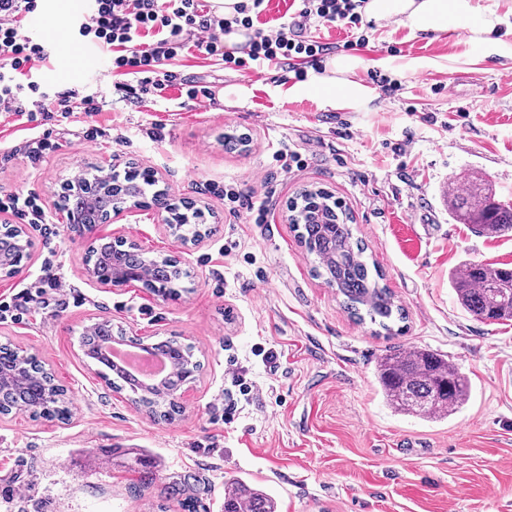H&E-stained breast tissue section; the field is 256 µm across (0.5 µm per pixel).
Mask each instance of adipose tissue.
I'll return each instance as SVG.
<instances>
[{
    "mask_svg": "<svg viewBox=\"0 0 512 512\" xmlns=\"http://www.w3.org/2000/svg\"><path fill=\"white\" fill-rule=\"evenodd\" d=\"M474 10L472 0H368L365 6L368 18H397L418 30L444 27L449 17ZM357 67L355 60L333 59L330 74L318 78L315 90L335 102L364 95L363 86L350 78Z\"/></svg>",
    "mask_w": 512,
    "mask_h": 512,
    "instance_id": "ef3b65f1",
    "label": "adipose tissue"
}]
</instances>
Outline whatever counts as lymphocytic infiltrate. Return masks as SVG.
Returning <instances> with one entry per match:
<instances>
[{
  "label": "lymphocytic infiltrate",
  "instance_id": "obj_1",
  "mask_svg": "<svg viewBox=\"0 0 512 512\" xmlns=\"http://www.w3.org/2000/svg\"><path fill=\"white\" fill-rule=\"evenodd\" d=\"M289 19L260 26L269 0H238L233 15L207 8L203 0H89L83 17L72 27L75 38L90 41L112 58L115 91L131 97L139 91L160 97L171 88L186 100L211 98L209 87L184 82L178 70L180 57L188 52L229 69L285 66L295 78L305 79L306 68L319 65L331 50L319 41L316 29L340 25L347 34L346 47H365L374 28L364 18L366 0H292ZM42 0H0V112L19 116L37 125L9 149L36 166L56 148L42 127L48 122L68 121L74 113L99 112L96 96L80 95L24 81L37 64L51 56V48L29 34L24 18L39 11ZM245 29L252 39L244 55L226 51L224 37ZM0 213H8L30 225L50 228L51 222L36 193L15 191L0 194ZM64 289L60 278L32 283L9 298L0 299V322L24 321L31 308L61 304Z\"/></svg>",
  "mask_w": 512,
  "mask_h": 512
}]
</instances>
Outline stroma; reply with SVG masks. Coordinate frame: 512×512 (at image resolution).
Returning <instances> with one entry per match:
<instances>
[{"mask_svg":"<svg viewBox=\"0 0 512 512\" xmlns=\"http://www.w3.org/2000/svg\"><path fill=\"white\" fill-rule=\"evenodd\" d=\"M473 37L377 23L368 47L354 51L355 78L377 69L391 93L336 105L282 67L236 71L182 57L183 77L222 90L177 107L166 99L112 97V59L58 50L33 75L59 90L103 97L96 121L111 135L81 142L82 116L48 125L58 147L37 168L0 161V193L39 195L60 235L26 234L33 246L17 274H0V297L45 273L54 257L73 284V302L32 309L25 322H0V344L37 355L68 389L70 415L46 420L0 416V512H224V484L250 479L277 498L279 512H512V320L483 322L463 310L448 283L462 261L512 267V236L487 238L448 213V186L475 173L512 202V0H473ZM83 0H47L27 29H66ZM162 130L161 139L148 129ZM248 134L243 151L224 136ZM290 146L305 165L284 174L273 154ZM157 170L170 194L198 202L208 235L180 252L157 221V206L83 234L57 206L62 180L96 166L128 163ZM278 187L265 223L247 209L229 213L208 183L234 182L256 199L259 180ZM305 188L341 198L354 233L406 314L396 334L351 319L342 298L314 273L315 258L286 221ZM122 236L140 248L180 255L185 293L164 299L141 284L101 285L85 273L97 236ZM236 249L219 250L227 241ZM97 320L148 340L192 344L202 368L187 385L183 413L154 422L108 387L85 360L79 336ZM414 347L448 355L471 383L468 402L442 421L393 412L378 392L375 365ZM274 352L275 366L261 351ZM245 374L254 397L233 421L214 410L239 399ZM154 472L142 486V463ZM186 480L183 496L167 488Z\"/></svg>","mask_w":512,"mask_h":512,"instance_id":"35a3bbf8","label":"stroma"}]
</instances>
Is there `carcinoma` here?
<instances>
[{"label": "carcinoma", "instance_id": "carcinoma-1", "mask_svg": "<svg viewBox=\"0 0 512 512\" xmlns=\"http://www.w3.org/2000/svg\"><path fill=\"white\" fill-rule=\"evenodd\" d=\"M294 209L293 225L300 243L315 255L314 272L345 297L344 308L359 321L366 319L384 331L404 319L381 275L371 270L365 247L354 234L349 213L339 209L331 194L312 191ZM448 210L459 224H472L487 237L512 234V203L496 196L482 178L470 175L464 186L448 185ZM178 231L200 235V224L173 210ZM131 271L127 280L146 288L165 286V295L176 298L185 291L187 272L167 256H153L139 248L110 245L100 256L101 276L113 277V268ZM460 306L480 320H512V268L464 261L448 277ZM101 335L81 336L85 356L99 367V373L115 389L129 392L131 401L158 421H169L180 412L175 396L200 370L194 346L165 339L152 344L151 353L171 359L170 369L157 389L146 387L129 373L114 368L100 352ZM0 376L10 382L0 385V411L26 409L36 417L65 419L70 414L63 391L54 386L51 375L33 354L0 347ZM376 378L386 404L396 412L420 419L443 420L457 412L470 397L468 377L447 355L415 347L391 351L377 364ZM276 498L241 478L224 483V512H277Z\"/></svg>", "mask_w": 512, "mask_h": 512}]
</instances>
